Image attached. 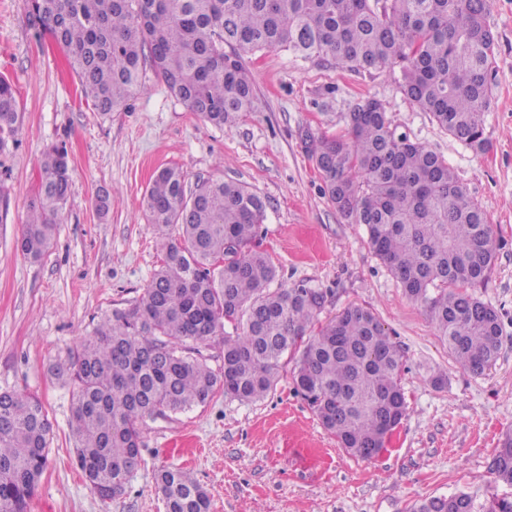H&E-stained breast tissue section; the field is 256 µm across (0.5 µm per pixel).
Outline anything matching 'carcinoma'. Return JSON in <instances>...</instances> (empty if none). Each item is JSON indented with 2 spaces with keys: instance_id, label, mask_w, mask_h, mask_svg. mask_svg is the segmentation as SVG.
I'll return each mask as SVG.
<instances>
[{
  "instance_id": "carcinoma-1",
  "label": "carcinoma",
  "mask_w": 512,
  "mask_h": 512,
  "mask_svg": "<svg viewBox=\"0 0 512 512\" xmlns=\"http://www.w3.org/2000/svg\"><path fill=\"white\" fill-rule=\"evenodd\" d=\"M490 0H28V26L65 53L84 97L103 117L125 110L147 71L188 109L222 128L257 107L244 56L285 49L351 71L397 67L403 93L437 124L484 152L495 37ZM16 93L0 77V148L21 124ZM348 137L302 131L323 191L423 305L460 367L484 373L504 329L491 305L463 292L486 280L497 254L492 229L448 163L396 134L375 99L347 113ZM40 189L16 238L23 256L48 251L71 193L68 152L46 149ZM143 206L165 238L164 259L140 299L115 309L71 357L76 463L102 499L125 491L141 464L142 422L155 413L206 405L217 390L256 402L274 387L284 357L299 354L295 388L326 431L364 460L385 448L406 416L403 356L377 316L350 307L315 326L327 294L278 272L255 239L263 200L246 186L189 187L176 166L161 169ZM178 234L170 235L172 227ZM232 325L228 333L225 325ZM220 336L218 368L193 344ZM52 425L42 403L0 392V512H27L45 470ZM512 485V434L490 465ZM167 512H210L211 494L178 467L156 479ZM411 512H512L511 497L476 505L464 492L431 497Z\"/></svg>"
}]
</instances>
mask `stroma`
I'll return each mask as SVG.
<instances>
[{
    "instance_id": "35a3bbf8",
    "label": "stroma",
    "mask_w": 512,
    "mask_h": 512,
    "mask_svg": "<svg viewBox=\"0 0 512 512\" xmlns=\"http://www.w3.org/2000/svg\"><path fill=\"white\" fill-rule=\"evenodd\" d=\"M495 35L491 108L479 153L441 129L399 88V70L353 72L277 49L245 61L257 111L233 128L205 122L154 77L127 110L101 117L78 89L64 52L25 22V0H0V76L23 112L17 141L0 151V392L33 394L53 425L48 462L29 512H166L157 472L177 465L212 494L211 512H409L418 501L465 492L476 502L512 496L489 462L512 432V0H492ZM372 97L392 129L440 154L485 212L499 247L488 279L472 294L495 307L505 332L484 374L455 363L423 307L410 302L367 244L324 196L301 148L308 128L347 132L345 115ZM65 142L69 206L52 247L34 261L15 249L40 184L47 145ZM181 168L189 184L238 182L262 197L267 218L257 247L278 270L277 285L327 292L320 321L351 306L371 309L404 355L408 410L379 456L361 460L340 448L298 395L292 365L257 402L216 393L203 407L155 414L143 423L141 467L122 495L104 501L74 459L72 386L53 368L92 335L112 310L138 299L163 253L142 200L155 172ZM111 194L106 218L95 198ZM446 374L443 387L433 376Z\"/></svg>"
}]
</instances>
